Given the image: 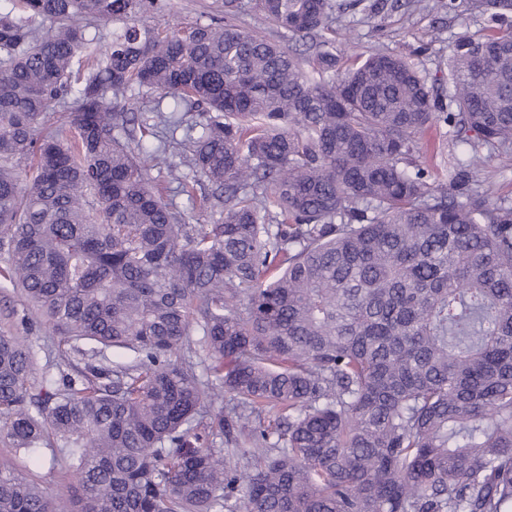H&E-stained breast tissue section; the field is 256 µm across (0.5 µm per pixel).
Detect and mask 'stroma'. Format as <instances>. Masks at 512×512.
I'll return each instance as SVG.
<instances>
[{
    "instance_id": "stroma-1",
    "label": "stroma",
    "mask_w": 512,
    "mask_h": 512,
    "mask_svg": "<svg viewBox=\"0 0 512 512\" xmlns=\"http://www.w3.org/2000/svg\"><path fill=\"white\" fill-rule=\"evenodd\" d=\"M221 0H167L164 10L152 14L149 24L162 32L173 25H206L219 17ZM488 27L487 18L472 14L460 20L450 14L437 13L432 0H406L395 8H384L379 14L359 13L344 16L336 21L334 35L337 54L344 63H352L355 54L383 51L402 55L413 54L414 63L428 85L439 93H447L448 80L439 70L447 59L454 42L464 32H478ZM421 143L434 142L438 148L423 156L433 177L447 180L458 164L469 162V147L452 145L448 128L438 123L426 130ZM476 178L492 197L512 200V163L505 158L481 148ZM8 461L26 468L30 478L55 496H65L72 480L64 465H30L14 449L0 447V463Z\"/></svg>"
}]
</instances>
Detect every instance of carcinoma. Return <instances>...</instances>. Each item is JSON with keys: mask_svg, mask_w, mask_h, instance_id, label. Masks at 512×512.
Returning <instances> with one entry per match:
<instances>
[{"mask_svg": "<svg viewBox=\"0 0 512 512\" xmlns=\"http://www.w3.org/2000/svg\"><path fill=\"white\" fill-rule=\"evenodd\" d=\"M16 2L0 289L23 304L0 329V446L48 448L74 481L61 505L0 468V512H512V204L417 164L435 121L512 161V0H435L493 23L455 41L447 100L399 54L343 67L326 33L366 0H253L309 60L234 24L241 0L163 35L164 0ZM88 18L122 23L108 49ZM135 86L175 107L127 128L106 95ZM182 125L191 180L146 144ZM154 167L221 220L186 223ZM37 316L68 346L38 383L17 334Z\"/></svg>", "mask_w": 512, "mask_h": 512, "instance_id": "cac0c4a2", "label": "carcinoma"}]
</instances>
